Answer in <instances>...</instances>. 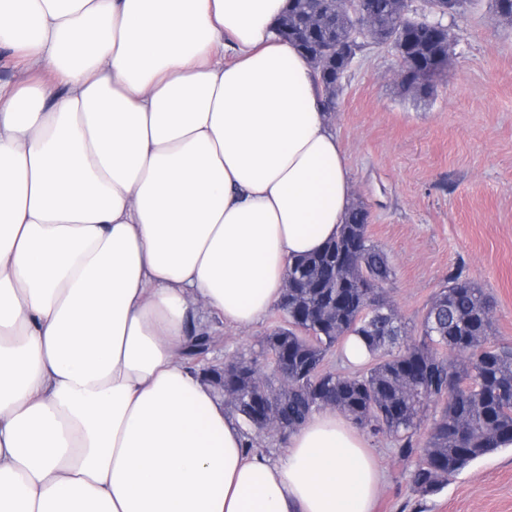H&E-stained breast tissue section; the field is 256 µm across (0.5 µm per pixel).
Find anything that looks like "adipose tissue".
Listing matches in <instances>:
<instances>
[{"label": "adipose tissue", "mask_w": 512, "mask_h": 512, "mask_svg": "<svg viewBox=\"0 0 512 512\" xmlns=\"http://www.w3.org/2000/svg\"><path fill=\"white\" fill-rule=\"evenodd\" d=\"M288 0H0V512H371L333 408L277 458L183 355L339 234L346 157Z\"/></svg>", "instance_id": "ef3b65f1"}]
</instances>
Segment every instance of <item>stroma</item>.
I'll return each instance as SVG.
<instances>
[{
	"mask_svg": "<svg viewBox=\"0 0 512 512\" xmlns=\"http://www.w3.org/2000/svg\"><path fill=\"white\" fill-rule=\"evenodd\" d=\"M450 59L425 96L399 87L389 47L364 38L336 94L332 122L368 236L392 267L386 298L419 326L435 293L459 271L493 303L494 346L512 347V23L492 0H472L451 20ZM279 312L243 330L210 324L222 361L258 354ZM380 470L373 512H512V447L413 491V460L388 437L370 440Z\"/></svg>",
	"mask_w": 512,
	"mask_h": 512,
	"instance_id": "1",
	"label": "stroma"
}]
</instances>
